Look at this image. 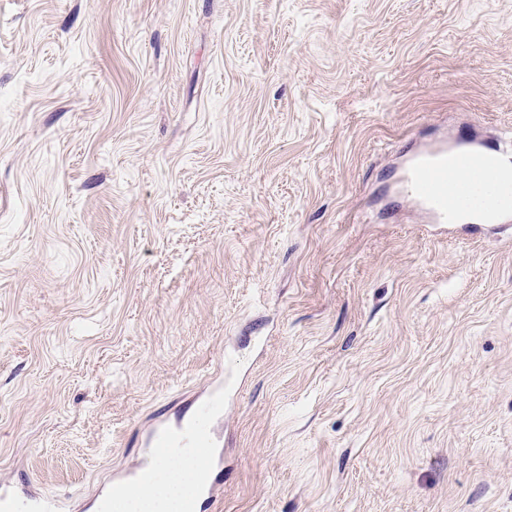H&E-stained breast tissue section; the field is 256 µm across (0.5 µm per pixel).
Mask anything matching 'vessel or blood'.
I'll return each instance as SVG.
<instances>
[{"label":"vessel or blood","mask_w":512,"mask_h":512,"mask_svg":"<svg viewBox=\"0 0 512 512\" xmlns=\"http://www.w3.org/2000/svg\"><path fill=\"white\" fill-rule=\"evenodd\" d=\"M400 193L414 202L434 224H457L466 216L490 224L512 222V156L475 138L440 137L422 146L403 171ZM224 411V393L214 389L195 403L191 420L154 419L144 441L147 457L115 475L111 497L135 494L149 465V457L162 449L189 442L199 449L198 464L207 476L189 512H209L218 497L221 480L216 473L219 457L210 451L208 421ZM0 512H57L56 502L39 490L16 499L0 487Z\"/></svg>","instance_id":"1"}]
</instances>
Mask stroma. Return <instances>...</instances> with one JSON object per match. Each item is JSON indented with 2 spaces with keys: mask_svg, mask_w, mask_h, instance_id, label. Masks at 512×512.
I'll use <instances>...</instances> for the list:
<instances>
[{
  "mask_svg": "<svg viewBox=\"0 0 512 512\" xmlns=\"http://www.w3.org/2000/svg\"><path fill=\"white\" fill-rule=\"evenodd\" d=\"M512 0H0V479L91 512L224 380L222 512H512ZM399 191L434 224H459L466 216L510 224L512 158L475 138L442 136L411 158Z\"/></svg>",
  "mask_w": 512,
  "mask_h": 512,
  "instance_id": "35a3bbf8",
  "label": "stroma"
}]
</instances>
